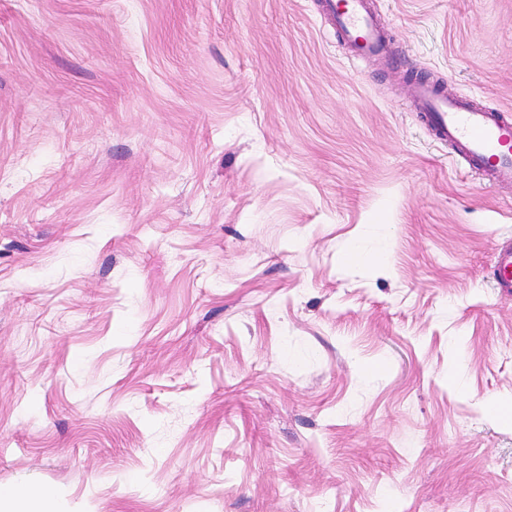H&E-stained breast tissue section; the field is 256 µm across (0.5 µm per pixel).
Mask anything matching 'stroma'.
Returning a JSON list of instances; mask_svg holds the SVG:
<instances>
[{
    "label": "stroma",
    "mask_w": 512,
    "mask_h": 512,
    "mask_svg": "<svg viewBox=\"0 0 512 512\" xmlns=\"http://www.w3.org/2000/svg\"><path fill=\"white\" fill-rule=\"evenodd\" d=\"M0 0V488L53 512H512V0ZM507 403L503 418L483 404ZM325 1L324 12L332 18L336 33L351 46L349 57L352 60L388 61L390 45L370 10L368 0ZM414 99L434 137L463 155L470 169L512 182V122L475 108L467 97L448 99L431 83H419ZM492 274L498 291L512 294V245H504L497 250Z\"/></svg>",
    "instance_id": "obj_1"
}]
</instances>
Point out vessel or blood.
<instances>
[{
	"label": "vessel or blood",
	"instance_id": "obj_1",
	"mask_svg": "<svg viewBox=\"0 0 512 512\" xmlns=\"http://www.w3.org/2000/svg\"><path fill=\"white\" fill-rule=\"evenodd\" d=\"M324 12L350 45L352 59L388 61L390 45L368 0H326ZM414 99L438 141L463 155L472 169L512 182V122L475 108L468 98H448L428 82L416 86ZM492 274L498 291L512 294V245L497 250Z\"/></svg>",
	"mask_w": 512,
	"mask_h": 512
}]
</instances>
